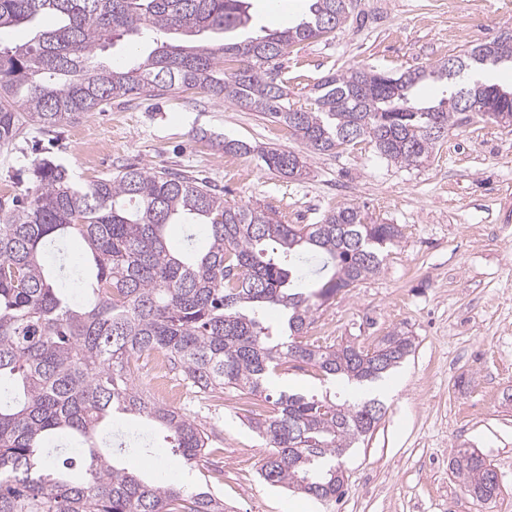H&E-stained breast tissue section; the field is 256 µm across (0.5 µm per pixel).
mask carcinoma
<instances>
[{
    "label": "carcinoma",
    "mask_w": 512,
    "mask_h": 512,
    "mask_svg": "<svg viewBox=\"0 0 512 512\" xmlns=\"http://www.w3.org/2000/svg\"><path fill=\"white\" fill-rule=\"evenodd\" d=\"M351 0H312L310 17L238 42L169 45L163 37L246 27L247 0H0V30L44 14L55 29L21 46L0 45V148L23 126L44 129L77 120L112 99L162 98L199 89L282 124L313 152L336 149L346 136L368 139L396 165L427 160L448 131L466 120L465 96L487 102L493 121L512 126V98L501 86L476 82L447 91L436 105L413 94L423 80L489 70L512 58V31L502 32L433 69L398 77L355 67L322 77L313 106L288 103V79L275 61L294 45L336 29ZM152 48L120 66L101 54L120 37ZM236 66L226 67L227 62ZM226 153L258 155L288 178L306 168L300 154L256 149L243 140L216 142ZM27 204L0 212V512H224L209 488L160 484L131 469L106 447L105 435L126 417H141L173 438L180 464L198 461L207 429L178 409L149 399L134 382L141 356L161 353L187 391L220 402L224 390L264 395L272 409L250 421L265 456L263 481L316 500L345 494L342 457L385 414L377 399H318L267 393L285 364L305 363L324 378L370 384L415 350L414 337L394 330L366 349L349 341L303 340L314 312L337 292L378 273L401 237L396 224H370L343 204L316 224H283L181 172L124 168L83 187L65 168L43 162L32 172ZM169 224L202 230L201 248L175 247ZM78 238L75 285L54 248ZM309 257L315 279L299 285ZM452 472L470 495L500 493L497 471L471 448H460Z\"/></svg>",
    "instance_id": "cac0c4a2"
}]
</instances>
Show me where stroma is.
I'll return each mask as SVG.
<instances>
[{"label":"stroma","instance_id":"1","mask_svg":"<svg viewBox=\"0 0 512 512\" xmlns=\"http://www.w3.org/2000/svg\"><path fill=\"white\" fill-rule=\"evenodd\" d=\"M249 31L300 21L308 0H250ZM512 30V0H352L330 34L289 49L288 100L311 103L322 77L354 66L393 76L431 68ZM276 123L198 90L165 98L115 100L50 130L25 126L0 149V200L34 190L30 173L48 160L89 184L126 166L190 171L228 204L252 206L284 224H314L353 204L375 224L402 231L375 275L339 291L314 315L308 341L370 345L389 331L414 336L416 350L381 382L358 388L296 363L273 378V392L338 393L377 399L385 414L346 463V493L317 501L272 487L259 472L265 450L248 426L270 406L225 391L223 403L185 400L196 422L214 429L193 472L227 512H512V128L490 120L450 129L419 166L387 162L370 141L307 157L291 180L254 156L226 158L219 139L302 151ZM207 139H200V132ZM478 449L498 473L496 500H473L448 463L457 448Z\"/></svg>","mask_w":512,"mask_h":512}]
</instances>
